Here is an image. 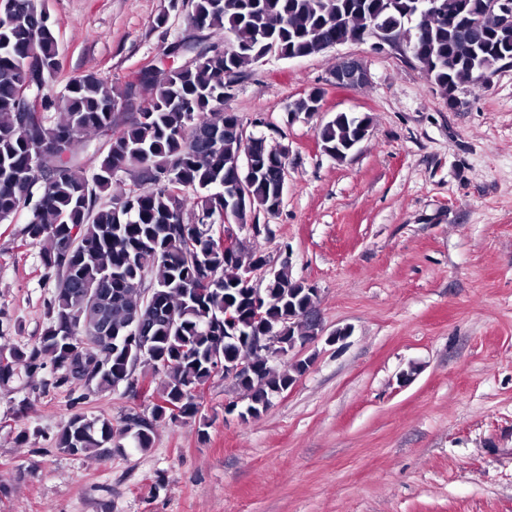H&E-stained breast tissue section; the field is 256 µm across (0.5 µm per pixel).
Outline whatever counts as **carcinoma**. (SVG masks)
<instances>
[{
    "label": "carcinoma",
    "instance_id": "1",
    "mask_svg": "<svg viewBox=\"0 0 512 512\" xmlns=\"http://www.w3.org/2000/svg\"><path fill=\"white\" fill-rule=\"evenodd\" d=\"M190 22L230 38L214 53L186 52L191 64L173 66L121 90L98 73L69 79L61 95L41 97L42 111H21V91L44 90L60 75L58 35L44 0H14L0 20V223L35 207L23 236L40 250L54 291L36 341L18 346L0 335V387L49 368L53 385L104 392L131 386L140 367L163 374L156 401L194 418L202 408L197 389L254 355L224 335V309L236 331L275 340L267 358L232 378L259 415L277 394L308 369L282 359L319 324L318 297L285 270L267 282L266 315L255 319L244 300L224 302V289L262 257L239 250L229 257L211 233L214 216L253 223L277 204L284 163L262 135L243 137L238 115L226 107L224 72L239 78L277 51L322 54L357 43L375 21L396 34L419 20L423 36L413 59L432 88L453 104L455 95L481 84L512 53V25L483 11L475 27L462 26L473 0H190ZM126 102L118 121L112 105ZM371 118L338 112L315 129L324 152L343 161L369 135ZM46 149L45 167L33 164ZM242 183L247 201L231 206L224 192ZM197 209L187 222L188 207ZM81 351L80 359L72 350ZM172 420L153 411L129 412L118 421L70 414L55 447L73 456L107 458L112 438L142 452L160 426Z\"/></svg>",
    "mask_w": 512,
    "mask_h": 512
}]
</instances>
